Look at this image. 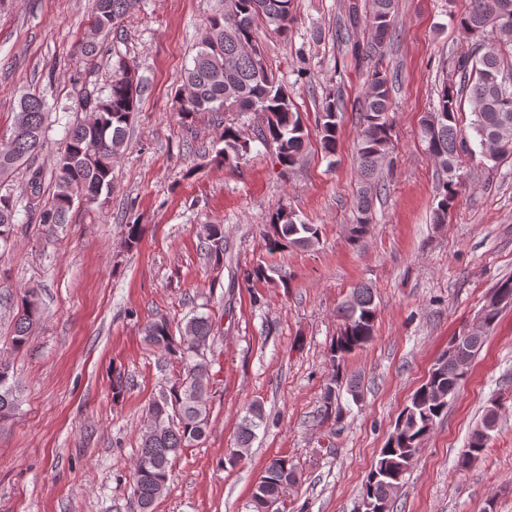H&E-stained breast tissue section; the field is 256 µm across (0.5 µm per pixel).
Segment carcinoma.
Listing matches in <instances>:
<instances>
[{
  "label": "carcinoma",
  "instance_id": "carcinoma-1",
  "mask_svg": "<svg viewBox=\"0 0 512 512\" xmlns=\"http://www.w3.org/2000/svg\"><path fill=\"white\" fill-rule=\"evenodd\" d=\"M137 0H92L89 33L79 42L78 51L93 60L101 50L100 38L128 17ZM293 0H224V12L211 16L202 32L200 46L192 65L177 79L176 111L182 123L205 113L228 112L262 115L263 123L255 132L257 140L273 147L275 162L288 173L306 157L309 132L286 87L268 67L264 51L256 40L264 27L288 37ZM395 0H366L364 12L349 7L344 30L360 26L368 29L366 42L355 48V55L366 65L367 90L360 112L357 139L359 186L356 192V218L349 225L348 240L354 244L370 232L373 198L383 190V169L392 162V125L390 89L393 76L383 68L384 49L395 32ZM459 28L476 44L475 51L452 62L446 80L438 90V104L421 122V139L426 151L446 173L438 184L437 204L432 223H448V213L459 194L462 181L456 174L464 155L481 157L483 165H497L512 156V0H469L460 16ZM128 67L120 60L113 65L112 77L100 88L86 89L78 99L82 111L91 113L87 122L70 126L66 147L52 166L53 193L46 204L40 203L41 172L30 173L26 191L28 208L48 235L69 223L75 201L94 203L102 193L112 191V158L127 146V131L138 111L141 93L139 77L127 79ZM469 103L474 119L470 129L481 148L472 149L469 135L458 122L464 103ZM344 101L331 93L325 96L317 123L319 149L324 156H336L337 134ZM50 107L41 92L25 93L18 104L8 146L0 151V177L29 163L44 147ZM223 146L214 152L213 161L228 167H240L250 153V140L232 122H224L220 135ZM17 224V201L0 195V246L10 244ZM270 234L266 246L273 252L286 244L311 247L319 242L321 227L301 221L292 210L280 207L269 219ZM206 255L216 268L224 266V225L205 224L201 230ZM280 280L288 286L289 276L278 269L258 263L242 273L243 282ZM512 307V277L497 283L491 301L483 307V331L466 336L458 331L460 344L453 355L442 354L427 379L414 391L409 403L398 414L393 429L372 464L362 485L360 500L370 512H390L394 497L403 486L419 447L448 410L466 379L469 368L483 347L500 313ZM377 305L373 289L361 284L351 298L337 310L343 324L329 346L333 375L324 388L320 421L338 425L343 420L342 392L357 401L361 397L359 380L345 377L348 355L368 344L374 336ZM42 310L34 291L25 292L21 309L15 315L13 345L23 347ZM213 332L208 314H196L184 325L172 329L171 322L160 317L143 328L144 341L173 356L183 373L172 386L148 407L138 458L133 473L131 512H153L156 500L168 487L173 464L185 448L201 441L206 434L213 386L210 364L204 350ZM19 385L10 365L0 361V421L12 417L18 408ZM498 399H492L482 418L471 428L458 465H471L468 457L484 454L497 430ZM266 425L262 404L255 401L241 417L235 448L228 462L241 460ZM301 485V474L287 458H273L258 483L264 510L251 506L252 512H277L283 485Z\"/></svg>",
  "mask_w": 512,
  "mask_h": 512
}]
</instances>
